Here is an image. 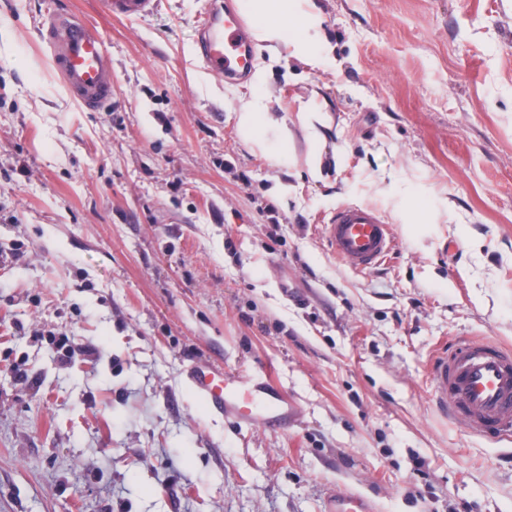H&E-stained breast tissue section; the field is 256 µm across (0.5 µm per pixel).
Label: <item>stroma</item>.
<instances>
[{"mask_svg":"<svg viewBox=\"0 0 512 512\" xmlns=\"http://www.w3.org/2000/svg\"><path fill=\"white\" fill-rule=\"evenodd\" d=\"M160 2L0 0V512H325L332 487L512 512V439L442 418L430 380L459 339L512 346V0H313L320 66L255 52L288 168L237 132L249 80L196 51L238 0ZM49 12L101 32L106 111L67 90ZM350 203L396 234L366 273L321 237ZM194 358L271 366L295 425L211 413ZM102 4L113 16L144 19L152 14L156 0H102ZM300 113L302 118V126L306 133V138L311 145L310 157L314 162L321 154L320 146L323 141V137L316 126V123L318 124L320 122V118L317 114L319 112L312 109H306Z\"/></svg>","mask_w":512,"mask_h":512,"instance_id":"35a3bbf8","label":"stroma"}]
</instances>
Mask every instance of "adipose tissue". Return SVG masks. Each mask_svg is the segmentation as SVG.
<instances>
[{
	"label": "adipose tissue",
	"mask_w": 512,
	"mask_h": 512,
	"mask_svg": "<svg viewBox=\"0 0 512 512\" xmlns=\"http://www.w3.org/2000/svg\"><path fill=\"white\" fill-rule=\"evenodd\" d=\"M238 6L250 20L259 45L271 53L280 47L292 49L295 57L316 64L315 49L321 41L323 19L309 0H239ZM266 73L256 70L252 95L236 113L240 137L257 146L276 166L289 164L288 128L275 120L266 104Z\"/></svg>",
	"instance_id": "obj_1"
}]
</instances>
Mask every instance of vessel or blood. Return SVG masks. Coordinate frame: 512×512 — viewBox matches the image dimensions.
Masks as SVG:
<instances>
[{
	"instance_id": "b4317fda",
	"label": "vessel or blood",
	"mask_w": 512,
	"mask_h": 512,
	"mask_svg": "<svg viewBox=\"0 0 512 512\" xmlns=\"http://www.w3.org/2000/svg\"><path fill=\"white\" fill-rule=\"evenodd\" d=\"M105 10L127 19L150 16L156 0H102ZM57 70L65 85L90 111L103 110L112 95V61L100 33L74 16L48 14L43 20ZM198 55L215 76L243 79L255 52L244 17L210 12L197 19ZM322 236L329 251L357 272H367L392 254L395 234L369 206L345 204L325 218ZM189 381L206 406L225 419L269 433L287 431L298 408L268 374H247L197 362ZM436 407L472 436H512V348L472 338L440 351L432 363ZM326 512H370L359 495L331 489Z\"/></svg>"
}]
</instances>
